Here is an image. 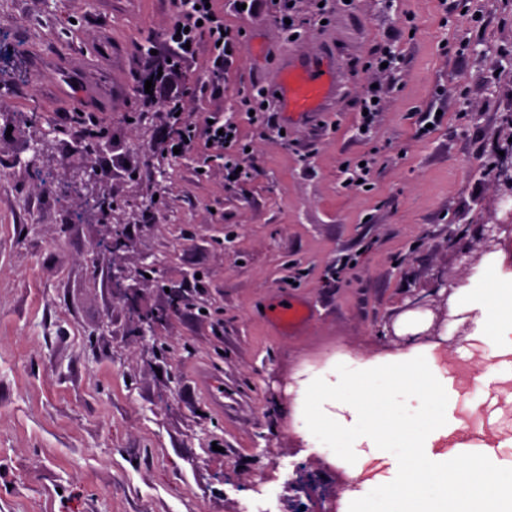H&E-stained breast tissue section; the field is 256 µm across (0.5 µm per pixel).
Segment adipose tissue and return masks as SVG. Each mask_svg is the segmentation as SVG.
Segmentation results:
<instances>
[{
  "label": "adipose tissue",
  "instance_id": "ef3b65f1",
  "mask_svg": "<svg viewBox=\"0 0 512 512\" xmlns=\"http://www.w3.org/2000/svg\"><path fill=\"white\" fill-rule=\"evenodd\" d=\"M496 276L489 267L461 287L492 342L512 334V284L489 287ZM338 404L344 414L334 413ZM293 417L307 447L349 478L361 475L364 455L391 462L394 479L345 493L348 512H512V467L437 451L450 432L448 378L433 356L335 364L305 381Z\"/></svg>",
  "mask_w": 512,
  "mask_h": 512
}]
</instances>
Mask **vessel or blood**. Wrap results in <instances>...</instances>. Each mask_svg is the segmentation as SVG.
<instances>
[{"label": "vessel or blood", "instance_id": "obj_1", "mask_svg": "<svg viewBox=\"0 0 512 512\" xmlns=\"http://www.w3.org/2000/svg\"><path fill=\"white\" fill-rule=\"evenodd\" d=\"M280 102L287 112L301 117L321 112L336 99V73L325 57H299L289 60L277 84ZM266 321L282 333L297 336L312 321L310 310L282 297L264 309Z\"/></svg>", "mask_w": 512, "mask_h": 512}]
</instances>
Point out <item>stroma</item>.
<instances>
[{"label": "stroma", "mask_w": 512, "mask_h": 512, "mask_svg": "<svg viewBox=\"0 0 512 512\" xmlns=\"http://www.w3.org/2000/svg\"><path fill=\"white\" fill-rule=\"evenodd\" d=\"M216 5L232 63L205 88L200 40L180 122L220 115L239 141L175 155L164 96L139 90L175 0H0V512H242L249 498L282 512L295 464L316 456L288 425L300 372L335 344L408 355L410 289L466 281L459 249L506 215L481 169L512 142V0H296L293 39L267 0L252 17ZM388 50L395 68H376ZM320 54L340 66L334 105L269 125L246 112L288 58ZM81 143L109 217L63 191ZM243 146L236 181L224 162ZM363 157L368 187L347 185ZM108 223L124 231L114 253L97 247ZM120 273L134 302L113 290ZM170 287L185 305L140 339ZM281 296L312 305L305 335L265 320ZM511 362L512 336L476 330L437 359L465 453L506 465L512 385L487 372Z\"/></svg>", "instance_id": "stroma-1"}]
</instances>
